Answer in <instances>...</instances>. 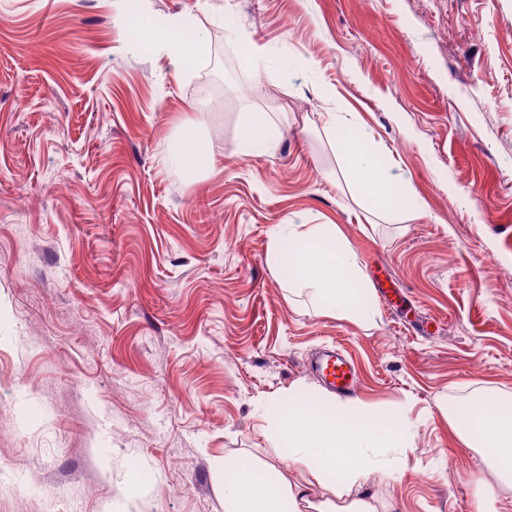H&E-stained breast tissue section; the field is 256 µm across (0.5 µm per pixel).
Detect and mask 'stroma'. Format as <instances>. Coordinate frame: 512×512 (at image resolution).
I'll use <instances>...</instances> for the list:
<instances>
[{
	"label": "stroma",
	"instance_id": "1",
	"mask_svg": "<svg viewBox=\"0 0 512 512\" xmlns=\"http://www.w3.org/2000/svg\"><path fill=\"white\" fill-rule=\"evenodd\" d=\"M240 72L177 67L114 0H0V457L10 512H224V458L296 480L268 401L330 389L308 353L343 346L357 396L403 408L382 512H468L482 467L448 428L478 390L512 397V0H140ZM329 86L335 98L322 96ZM278 129L244 154L251 113ZM353 113L418 212L369 213L324 128ZM202 122L213 163L171 168ZM281 224H336L375 323L310 309L271 270Z\"/></svg>",
	"mask_w": 512,
	"mask_h": 512
}]
</instances>
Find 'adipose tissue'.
Returning a JSON list of instances; mask_svg holds the SVG:
<instances>
[{"instance_id": "obj_1", "label": "adipose tissue", "mask_w": 512, "mask_h": 512, "mask_svg": "<svg viewBox=\"0 0 512 512\" xmlns=\"http://www.w3.org/2000/svg\"><path fill=\"white\" fill-rule=\"evenodd\" d=\"M121 20L144 42L163 39L178 67L191 66L201 51L197 31L178 21H168L160 34L135 10L124 11ZM326 129L342 161L346 182L373 211L391 213L404 188L391 165L349 123L333 118ZM177 137L179 149L171 157L177 170L189 172L211 164L199 122L183 124ZM287 261L293 264L292 284L306 290L316 307L374 322L378 315L375 294L339 225H279L269 242L267 262L278 271ZM303 392V387H291L287 398L271 400L263 411L273 443L301 465V480L281 488L258 479L254 469L228 470L225 512H304L312 504L316 486L332 495L318 512H378L372 500L354 496L353 491L371 476L381 481L399 478L397 458L386 456L385 451L412 447L405 411L398 407L381 410L360 399L313 406ZM448 425L456 440L477 452L484 467L496 475L495 480H481L469 512H497L500 487L512 483V399L475 392L449 412Z\"/></svg>"}]
</instances>
